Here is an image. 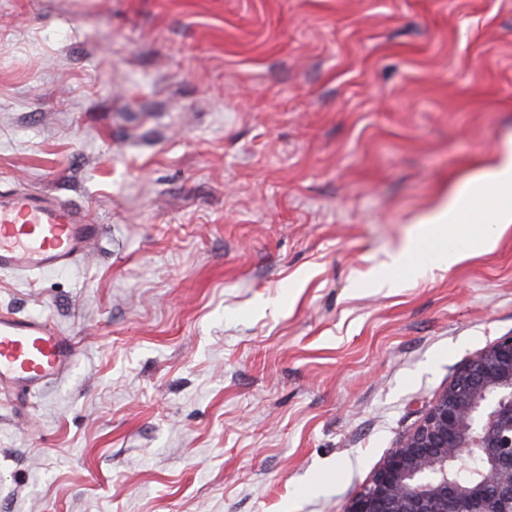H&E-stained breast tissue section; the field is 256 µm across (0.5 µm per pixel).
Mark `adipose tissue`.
Instances as JSON below:
<instances>
[{"instance_id":"adipose-tissue-1","label":"adipose tissue","mask_w":512,"mask_h":512,"mask_svg":"<svg viewBox=\"0 0 512 512\" xmlns=\"http://www.w3.org/2000/svg\"><path fill=\"white\" fill-rule=\"evenodd\" d=\"M477 201L486 202L491 213L481 224L472 221ZM421 224L417 239L391 254L378 287H396L400 271L419 274L423 255H431L438 266L449 269L495 246L512 226V138L505 139L491 161L455 188Z\"/></svg>"}]
</instances>
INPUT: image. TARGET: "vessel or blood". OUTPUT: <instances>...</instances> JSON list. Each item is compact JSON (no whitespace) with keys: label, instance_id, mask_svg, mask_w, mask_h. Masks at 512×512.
<instances>
[{"label":"vessel or blood","instance_id":"vessel-or-blood-1","mask_svg":"<svg viewBox=\"0 0 512 512\" xmlns=\"http://www.w3.org/2000/svg\"><path fill=\"white\" fill-rule=\"evenodd\" d=\"M99 232L84 212L32 192L0 194V270L19 274L65 270L81 263ZM75 343L40 316H0V389L36 393L62 378Z\"/></svg>","mask_w":512,"mask_h":512}]
</instances>
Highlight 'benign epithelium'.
I'll return each instance as SVG.
<instances>
[{"instance_id": "obj_1", "label": "benign epithelium", "mask_w": 512, "mask_h": 512, "mask_svg": "<svg viewBox=\"0 0 512 512\" xmlns=\"http://www.w3.org/2000/svg\"><path fill=\"white\" fill-rule=\"evenodd\" d=\"M343 512H512V334L457 369Z\"/></svg>"}]
</instances>
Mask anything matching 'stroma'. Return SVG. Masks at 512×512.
<instances>
[{"mask_svg": "<svg viewBox=\"0 0 512 512\" xmlns=\"http://www.w3.org/2000/svg\"><path fill=\"white\" fill-rule=\"evenodd\" d=\"M512 137V0H0V192L100 228L0 272L76 344L0 390V512H342L512 333V229L378 288Z\"/></svg>", "mask_w": 512, "mask_h": 512, "instance_id": "35a3bbf8", "label": "stroma"}]
</instances>
